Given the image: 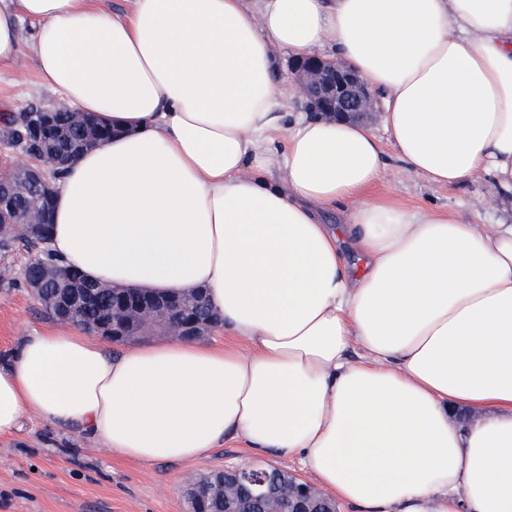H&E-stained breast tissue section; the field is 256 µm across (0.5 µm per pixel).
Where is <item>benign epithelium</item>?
Masks as SVG:
<instances>
[{"label": "benign epithelium", "mask_w": 512, "mask_h": 512, "mask_svg": "<svg viewBox=\"0 0 512 512\" xmlns=\"http://www.w3.org/2000/svg\"><path fill=\"white\" fill-rule=\"evenodd\" d=\"M289 76L297 81L305 107L321 117L361 122L373 116V94L363 78L343 61L309 56L294 61ZM62 108L60 102L27 108L18 115L27 127L26 138L20 142L6 136L0 138V231L28 224L32 233L41 232L43 220L19 208L15 196L30 191L43 213H49L55 192L54 175L70 164L75 155L73 151L56 153L49 144L57 135L55 117ZM25 285L40 300L47 288L53 286L35 277L27 278ZM53 287L55 295L46 304L57 308L63 320L94 296V288L88 281L74 280ZM212 327V323L195 315L178 296L115 288L112 314L102 320L97 335L118 345L136 337L196 338L209 334ZM267 476L266 466L252 464L216 471L200 480L192 479L186 485L189 512H246L253 507L261 508L262 512H338L336 500L314 484L290 476L288 483L280 487L267 480ZM212 485L238 488L242 501L213 500L211 508H205L202 490Z\"/></svg>", "instance_id": "7a95c632"}]
</instances>
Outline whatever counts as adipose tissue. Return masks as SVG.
I'll use <instances>...</instances> for the list:
<instances>
[{
    "label": "adipose tissue",
    "mask_w": 512,
    "mask_h": 512,
    "mask_svg": "<svg viewBox=\"0 0 512 512\" xmlns=\"http://www.w3.org/2000/svg\"><path fill=\"white\" fill-rule=\"evenodd\" d=\"M129 2L0 0V67L32 22L43 83L116 130L58 181L50 248L94 282L206 289L249 349L26 337L0 436L35 416L146 464L240 437L359 512H512V224L366 197L376 134L287 118L278 57L358 71L425 181L512 191V0Z\"/></svg>",
    "instance_id": "obj_1"
}]
</instances>
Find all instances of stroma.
Segmentation results:
<instances>
[{"label":"stroma","mask_w":512,"mask_h":512,"mask_svg":"<svg viewBox=\"0 0 512 512\" xmlns=\"http://www.w3.org/2000/svg\"><path fill=\"white\" fill-rule=\"evenodd\" d=\"M58 99L43 85L26 45L13 67L0 69V127L24 108ZM378 189L410 207L448 209L476 224H512V193L483 179L437 187L394 161ZM55 325L24 285L0 282V357ZM252 463L311 477L298 460L254 453L241 439L198 461L141 464L104 448L78 427L34 418L19 432L0 436V512H184L182 488L190 478Z\"/></svg>","instance_id":"35a3bbf8"}]
</instances>
